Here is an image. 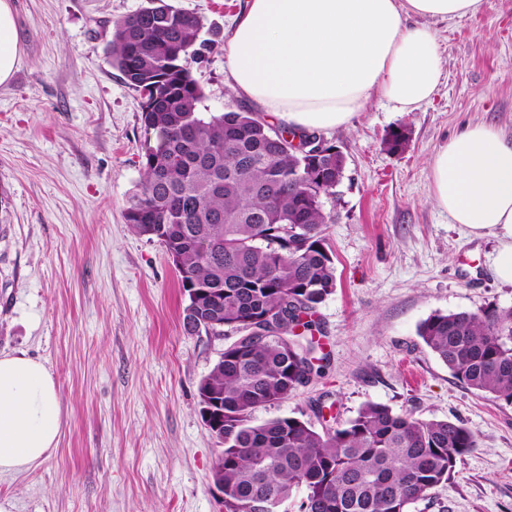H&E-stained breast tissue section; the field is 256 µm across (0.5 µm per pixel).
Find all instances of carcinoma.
I'll list each match as a JSON object with an SVG mask.
<instances>
[{
    "label": "carcinoma",
    "instance_id": "cac0c4a2",
    "mask_svg": "<svg viewBox=\"0 0 512 512\" xmlns=\"http://www.w3.org/2000/svg\"><path fill=\"white\" fill-rule=\"evenodd\" d=\"M201 16L169 3L113 23L112 66L138 94L142 182L125 201L132 229L165 248L188 302L183 325L225 341L199 384L224 445V512H250L270 490L295 512H410L477 447L453 420L368 402L316 430L293 416L252 422L322 372L319 305L336 288L323 226L344 174L336 146L244 109L216 111L195 79L212 44ZM418 336L467 389L512 404V308L436 311Z\"/></svg>",
    "mask_w": 512,
    "mask_h": 512
}]
</instances>
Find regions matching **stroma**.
<instances>
[{"mask_svg":"<svg viewBox=\"0 0 512 512\" xmlns=\"http://www.w3.org/2000/svg\"><path fill=\"white\" fill-rule=\"evenodd\" d=\"M214 45L193 74L214 110L248 107L224 56L245 0H171ZM147 0H11L19 62L0 85V353L52 372L63 430L38 466L0 476V512H224L220 450L198 385L223 340L188 334L186 297L163 246L126 224L142 178L140 100L109 62L114 21ZM444 74L420 109L373 99L325 131L346 159L324 236L336 289L317 310L330 364L254 423L321 426L375 402L422 419H461L478 446L410 512H512V404L465 389L423 344L431 313L512 307L492 272L496 240L450 223L428 162L468 124L512 136V0L431 23ZM402 129L405 148L388 151Z\"/></svg>","mask_w":512,"mask_h":512,"instance_id":"1","label":"stroma"}]
</instances>
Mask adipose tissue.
<instances>
[{
    "instance_id": "obj_1",
    "label": "adipose tissue",
    "mask_w": 512,
    "mask_h": 512,
    "mask_svg": "<svg viewBox=\"0 0 512 512\" xmlns=\"http://www.w3.org/2000/svg\"><path fill=\"white\" fill-rule=\"evenodd\" d=\"M485 0H247L224 45L235 90L288 126H348L379 97L399 112L430 101L443 77L434 30L414 18L459 20ZM19 60L10 0H0V85ZM431 195L451 223L497 237L493 273L512 284V137L476 122L430 160ZM55 380L39 359L0 353V474L20 473L57 445Z\"/></svg>"
}]
</instances>
